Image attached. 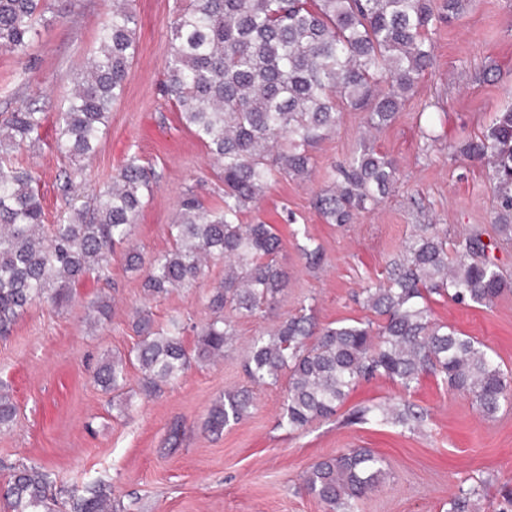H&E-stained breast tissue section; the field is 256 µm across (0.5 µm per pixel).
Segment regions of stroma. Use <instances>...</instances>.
I'll return each instance as SVG.
<instances>
[{
	"instance_id": "stroma-1",
	"label": "stroma",
	"mask_w": 512,
	"mask_h": 512,
	"mask_svg": "<svg viewBox=\"0 0 512 512\" xmlns=\"http://www.w3.org/2000/svg\"><path fill=\"white\" fill-rule=\"evenodd\" d=\"M111 8L112 0H56L26 54L0 50V119L28 107L48 117L41 141L21 160L40 177L50 224L68 211L61 185L70 168L55 147L54 119L67 104L74 74L96 51L98 22ZM134 8L138 53L81 190L87 195L110 181L131 154L152 166L156 183L132 235L148 260L169 249V226L187 189L214 207L224 185L213 158L180 124L163 92L176 0H135ZM434 43L433 66L390 126L367 130L361 112L343 110L339 128L313 151L311 177L279 180L245 216L248 224L273 225L288 283L274 305L236 318V341L223 358L192 365L156 396L140 390L139 369L130 367L116 407L92 378L99 361L136 346L133 318L140 309L150 310L159 326L182 318L183 343L194 349L213 315L212 289L224 278L220 261L209 263L193 287L153 297L143 288L144 271L128 270L118 253L109 284L90 277L67 306L29 308L0 336V382L10 386L19 409L13 427L0 432V460L41 462L77 494L90 482L109 483L124 512H329L303 490L304 472L339 449L370 448L384 457L387 476L362 500L360 512H446L466 478L482 484L477 512H499L512 493V406L483 418L471 397L430 376L412 396L427 414L420 430L348 423L360 406L402 397L398 385L377 378L362 382L335 416L291 433L276 426L287 379L253 387L243 371L253 339L301 307L311 308L322 325L365 318L355 292L384 279L413 225L441 224L452 238L476 227L485 239L494 238L487 169L449 158L447 145L479 134L496 112L512 106V0H471L458 21L440 26ZM432 127L444 143L428 152L423 135ZM364 139L397 160L399 181L376 210L354 223H324L312 197L327 185L332 166ZM309 237L324 254L315 270L299 251ZM101 295L110 305L105 318L93 308ZM431 306L439 322L484 342L512 370V293L477 307L435 296ZM245 387L252 390L249 415L222 433L209 432L205 420L213 402ZM176 425L182 432L174 442Z\"/></svg>"
}]
</instances>
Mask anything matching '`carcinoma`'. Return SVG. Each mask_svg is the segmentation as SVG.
Here are the masks:
<instances>
[{"mask_svg": "<svg viewBox=\"0 0 512 512\" xmlns=\"http://www.w3.org/2000/svg\"><path fill=\"white\" fill-rule=\"evenodd\" d=\"M467 0H189L178 5L163 85L180 122L204 144L224 183L223 203L204 206L194 190L179 201L170 225L171 247L148 266L144 288L159 294L193 286L207 261L224 262V281L209 303L217 313L201 327L197 345L183 344L177 318L153 327L147 310L134 327L141 341L133 357L114 356L94 371V382L117 393L138 363L143 390L184 376L192 362L224 354L236 335L230 308L252 317L277 300L286 273L276 260L280 238L270 224L243 217L279 178L305 179L315 165L313 147L334 133L341 112L364 113L371 130L390 125L432 65V34L459 18ZM48 0H0V50L25 53L37 35ZM138 19L130 0H118L98 24V47L78 74L65 111L57 113V150L73 167L63 191L69 210L45 223L38 176L15 163L41 140L47 115L12 112L0 122V335H6L35 302L62 308L87 276L106 278L116 248L126 266L142 267L130 246L132 228L151 192L154 170L137 156L126 159L88 200L77 193L80 162L106 134L112 107L121 100L137 55ZM451 156L483 164L495 200L498 239L512 244V108L480 134L448 144ZM394 159L362 142L348 161L333 167L330 184L313 199L327 224H351L372 211L396 181ZM489 244L478 228L455 239L435 224H415L401 252L390 260L386 281L362 289V306L373 317L320 326L300 308L253 340L244 372L257 386L288 375L277 427L290 432L336 414L362 381L385 378L405 394L425 376L472 397L486 418L512 404V372L477 339L437 322L432 296L463 305H488L512 292V278L487 259ZM311 268L323 260L320 245L300 248ZM249 391H229L211 406L214 431L243 420ZM17 406L0 387V431L17 418ZM356 420L414 432L426 413L407 397L354 412ZM0 486L12 512H55L63 490L53 473L34 461L0 466ZM386 475L384 459L369 448H346L313 464L303 489L330 512H359V503ZM477 486L459 487L448 512H472ZM68 512H114L112 486L102 481L62 502Z\"/></svg>", "mask_w": 512, "mask_h": 512, "instance_id": "carcinoma-1", "label": "carcinoma"}]
</instances>
